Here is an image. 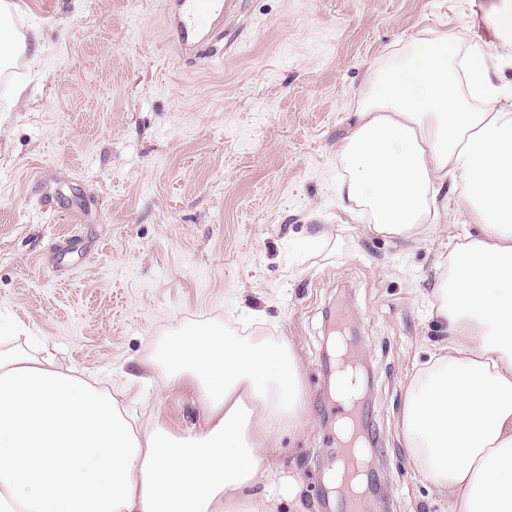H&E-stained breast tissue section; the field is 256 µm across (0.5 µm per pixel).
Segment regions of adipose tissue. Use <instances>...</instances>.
Here are the masks:
<instances>
[{"label": "adipose tissue", "mask_w": 512, "mask_h": 512, "mask_svg": "<svg viewBox=\"0 0 512 512\" xmlns=\"http://www.w3.org/2000/svg\"><path fill=\"white\" fill-rule=\"evenodd\" d=\"M0 0V63L38 54ZM483 43L416 38L369 76L339 147V187L369 232H429L445 184L477 233L440 257L431 314L448 337L413 373L400 428L417 472L448 512H512V93ZM167 383L190 381L201 425L139 428L111 391L51 356L0 350V512H266L272 440L300 428V360L287 341L192 331L155 354Z\"/></svg>", "instance_id": "1"}]
</instances>
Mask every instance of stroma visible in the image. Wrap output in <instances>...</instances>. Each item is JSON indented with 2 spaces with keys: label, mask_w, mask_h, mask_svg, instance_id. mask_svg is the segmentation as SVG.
<instances>
[{
  "label": "stroma",
  "mask_w": 512,
  "mask_h": 512,
  "mask_svg": "<svg viewBox=\"0 0 512 512\" xmlns=\"http://www.w3.org/2000/svg\"><path fill=\"white\" fill-rule=\"evenodd\" d=\"M38 65L0 73V317L31 355L125 391L141 425L203 418L195 386L151 375L162 345L219 329L293 344L306 415L280 430L273 512H342L326 494L330 310L371 371L363 407L374 512H445L399 428L408 377L443 339L427 311L440 253L469 221L415 241L344 212L338 149L369 74L420 35L483 41L512 86V43L484 24L502 0H240L224 49H175L167 0H17ZM25 85L24 99L15 88Z\"/></svg>",
  "instance_id": "obj_1"
}]
</instances>
